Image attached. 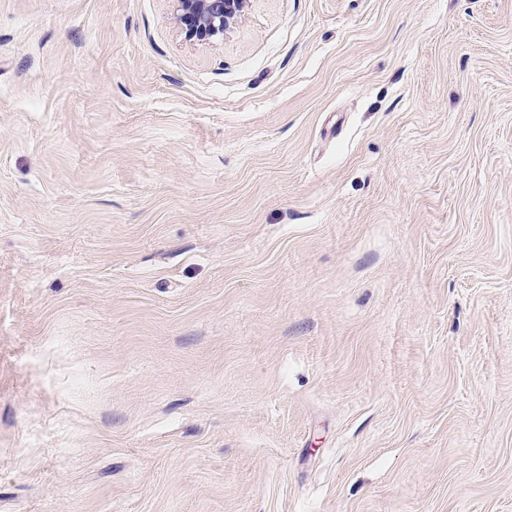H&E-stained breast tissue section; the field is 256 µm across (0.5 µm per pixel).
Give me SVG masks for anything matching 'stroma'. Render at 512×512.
<instances>
[{"label":"stroma","mask_w":512,"mask_h":512,"mask_svg":"<svg viewBox=\"0 0 512 512\" xmlns=\"http://www.w3.org/2000/svg\"><path fill=\"white\" fill-rule=\"evenodd\" d=\"M0 0V512H512V0ZM175 19L188 40L211 42L224 37L241 16L247 0H174Z\"/></svg>","instance_id":"obj_1"}]
</instances>
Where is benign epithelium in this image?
Here are the masks:
<instances>
[{
    "mask_svg": "<svg viewBox=\"0 0 512 512\" xmlns=\"http://www.w3.org/2000/svg\"><path fill=\"white\" fill-rule=\"evenodd\" d=\"M175 19L185 38L211 42L224 37L241 16L247 0H174Z\"/></svg>",
    "mask_w": 512,
    "mask_h": 512,
    "instance_id": "1",
    "label": "benign epithelium"
}]
</instances>
